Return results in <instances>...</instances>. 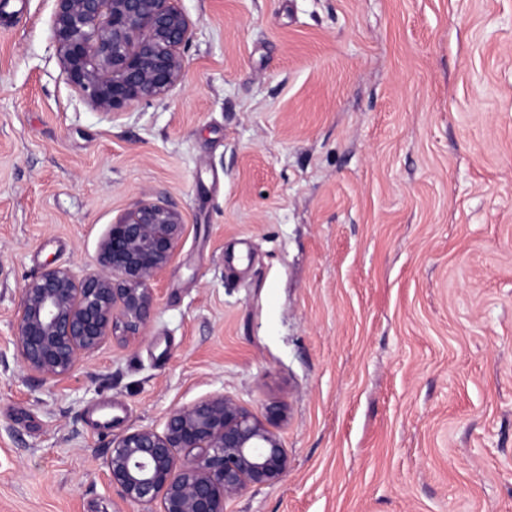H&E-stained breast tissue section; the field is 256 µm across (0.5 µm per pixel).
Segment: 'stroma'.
I'll return each instance as SVG.
<instances>
[{
	"instance_id": "1",
	"label": "stroma",
	"mask_w": 512,
	"mask_h": 512,
	"mask_svg": "<svg viewBox=\"0 0 512 512\" xmlns=\"http://www.w3.org/2000/svg\"><path fill=\"white\" fill-rule=\"evenodd\" d=\"M184 79L120 115L0 0V512H140L114 440L221 392L288 469L228 512H512V0H179ZM185 224L138 336L62 380L11 326L143 199Z\"/></svg>"
}]
</instances>
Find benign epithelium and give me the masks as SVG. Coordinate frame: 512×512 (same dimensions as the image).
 <instances>
[{
  "label": "benign epithelium",
  "mask_w": 512,
  "mask_h": 512,
  "mask_svg": "<svg viewBox=\"0 0 512 512\" xmlns=\"http://www.w3.org/2000/svg\"><path fill=\"white\" fill-rule=\"evenodd\" d=\"M53 38L68 82L95 109L117 113L167 94L184 75L190 22L178 0H54ZM184 231L179 211L142 200L109 225L97 269L49 266L23 287L12 324L16 355L45 379L68 376L110 337L137 336L156 304L154 282ZM280 404L260 418L220 392L172 410L162 430L112 442L110 484L143 512H227L228 501L288 469L275 431Z\"/></svg>",
  "instance_id": "obj_1"
}]
</instances>
